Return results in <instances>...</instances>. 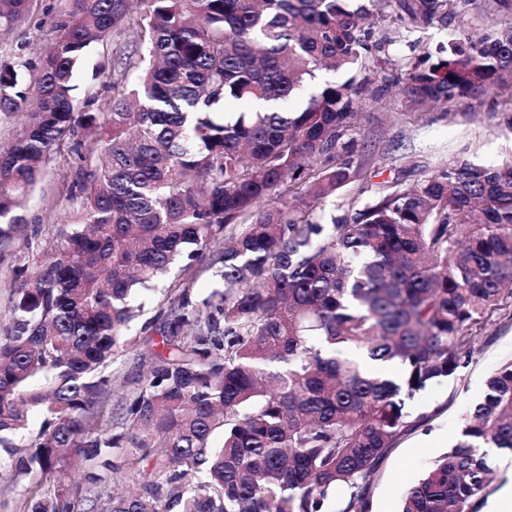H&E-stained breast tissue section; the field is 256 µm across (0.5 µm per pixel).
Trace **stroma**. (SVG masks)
I'll use <instances>...</instances> for the list:
<instances>
[{"mask_svg": "<svg viewBox=\"0 0 512 512\" xmlns=\"http://www.w3.org/2000/svg\"><path fill=\"white\" fill-rule=\"evenodd\" d=\"M68 5L69 0H33L31 17L0 32V64L16 63L44 46L53 22ZM511 23L512 16L493 11L490 0H471L464 10L449 16L447 25L411 32L392 8H385L374 32L388 35L389 41L382 52L368 58L363 71L380 93L359 99L350 133L356 141L352 155L356 177L317 208L321 223L362 209L384 186H411L453 160L484 164L512 160V85L484 98H463L445 107L415 110L406 107L398 87L380 88L383 77L405 75L414 58L437 53L448 42L475 38ZM124 48V37L116 35L94 48L77 72V98H111L112 63ZM76 167L75 158L54 156L42 190L31 197L26 217L39 229L35 246L55 238L58 226L50 218L68 208L70 178ZM510 359L512 320L492 317L477 330L469 365L416 398L414 411L420 426L399 442L377 474L371 512H398L406 486L457 442L461 418L483 397L491 373Z\"/></svg>", "mask_w": 512, "mask_h": 512, "instance_id": "35a3bbf8", "label": "stroma"}]
</instances>
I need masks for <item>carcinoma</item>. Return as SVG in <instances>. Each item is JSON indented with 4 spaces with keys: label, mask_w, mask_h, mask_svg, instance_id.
<instances>
[{
    "label": "carcinoma",
    "mask_w": 512,
    "mask_h": 512,
    "mask_svg": "<svg viewBox=\"0 0 512 512\" xmlns=\"http://www.w3.org/2000/svg\"><path fill=\"white\" fill-rule=\"evenodd\" d=\"M112 98L81 112L75 68L130 25L132 0H70L51 47L0 69V250L30 241L23 205L62 151L76 205L55 243L12 266L0 329V447L35 474L26 512H370L373 478L418 419L409 403L468 366L474 330L512 305V162L442 165L329 224L319 203L354 178V102L370 80L319 84L384 41L395 4L411 26L469 0H137ZM32 0H0V28ZM137 72L132 88L129 71ZM512 84V27L416 59L414 109ZM281 102L229 116L227 99ZM208 256L219 287H169L144 342L161 337L112 412V362L140 295ZM400 373H370L366 363ZM38 409L25 454L12 437ZM489 445L512 453V360L463 418L456 445L405 489L400 512H478ZM83 465L85 484L66 480ZM132 487L108 491L113 477ZM343 494L336 495L337 490Z\"/></svg>",
    "instance_id": "carcinoma-1"
}]
</instances>
